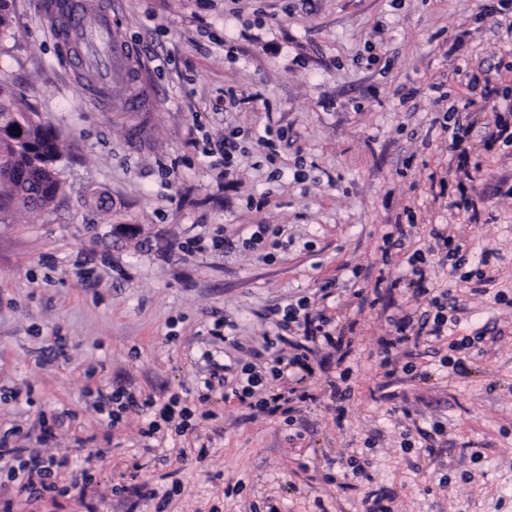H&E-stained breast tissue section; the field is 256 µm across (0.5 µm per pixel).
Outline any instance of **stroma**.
<instances>
[{"label":"stroma","mask_w":512,"mask_h":512,"mask_svg":"<svg viewBox=\"0 0 512 512\" xmlns=\"http://www.w3.org/2000/svg\"><path fill=\"white\" fill-rule=\"evenodd\" d=\"M46 2L13 0L0 37V80L61 139L55 202L0 211V434L43 424L44 454L74 468L107 454L96 501L72 489L30 505L0 474L14 512H364L368 498L388 512H512V145L467 146L482 163L477 223L448 209L454 177L429 180L448 164L438 120L468 71L498 69L512 100V45L476 0H111L150 91L143 112L117 105L130 84L87 96ZM228 91L242 97L229 112ZM228 126L241 152L226 182L202 149ZM260 224L282 248L252 241ZM391 224L415 233L385 247ZM429 224L470 246L447 279L470 287L448 326L476 340L462 375L426 337L378 365L390 318L429 308L408 264ZM219 227L226 246L190 249ZM323 287L353 343L342 358L317 352L310 401L283 417L193 392L215 322L217 360H243L269 310ZM99 387L185 396L191 425L145 452L150 409L109 423L90 404Z\"/></svg>","instance_id":"35a3bbf8"}]
</instances>
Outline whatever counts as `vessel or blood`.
Returning a JSON list of instances; mask_svg holds the SVG:
<instances>
[{
	"label": "vessel or blood",
	"mask_w": 512,
	"mask_h": 512,
	"mask_svg": "<svg viewBox=\"0 0 512 512\" xmlns=\"http://www.w3.org/2000/svg\"><path fill=\"white\" fill-rule=\"evenodd\" d=\"M61 9L66 23L55 37L59 45L78 48L81 65L93 66V85L127 82L136 71L135 53L106 11L91 14L86 0H63Z\"/></svg>",
	"instance_id": "1"
}]
</instances>
